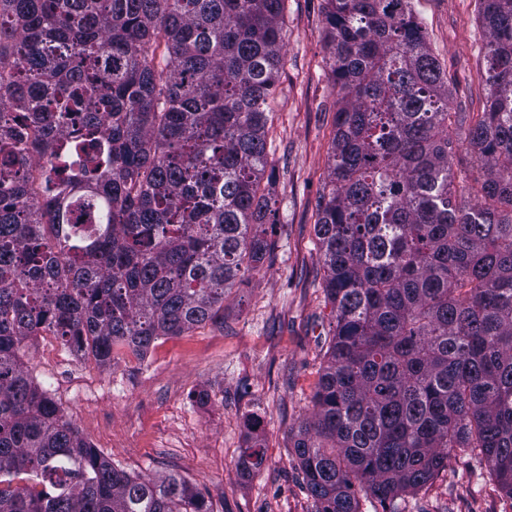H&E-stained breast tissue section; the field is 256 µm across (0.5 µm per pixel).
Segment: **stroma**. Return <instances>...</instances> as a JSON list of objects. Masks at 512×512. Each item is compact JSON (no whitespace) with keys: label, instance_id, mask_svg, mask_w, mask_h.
I'll return each mask as SVG.
<instances>
[{"label":"stroma","instance_id":"stroma-1","mask_svg":"<svg viewBox=\"0 0 512 512\" xmlns=\"http://www.w3.org/2000/svg\"><path fill=\"white\" fill-rule=\"evenodd\" d=\"M429 47L448 74L454 110L477 117L485 104L484 31L478 0H412ZM283 65L271 101L270 184L273 246L224 300V315L144 354L39 360L41 338L27 340L24 363L84 438L117 466L145 478L185 476L212 512H313L290 433L311 416V396L332 334L315 226L329 173L336 91L326 49L325 0H286ZM259 438L265 462L246 473L239 459ZM470 453L398 512H503L497 482L467 478Z\"/></svg>","mask_w":512,"mask_h":512}]
</instances>
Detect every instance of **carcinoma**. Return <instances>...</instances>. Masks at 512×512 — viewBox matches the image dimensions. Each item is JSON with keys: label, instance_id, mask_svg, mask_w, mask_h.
I'll return each instance as SVG.
<instances>
[{"label": "carcinoma", "instance_id": "1", "mask_svg": "<svg viewBox=\"0 0 512 512\" xmlns=\"http://www.w3.org/2000/svg\"><path fill=\"white\" fill-rule=\"evenodd\" d=\"M484 111H451L410 0H325L336 88L315 224L333 336L294 450L314 512H383L468 448L512 508V0H479ZM285 0H0V512H212L104 457L24 369L224 311L259 232ZM479 147L457 157L449 130ZM57 161L39 199L30 152ZM100 228L72 226L79 210ZM259 439L239 465H263Z\"/></svg>", "mask_w": 512, "mask_h": 512}]
</instances>
